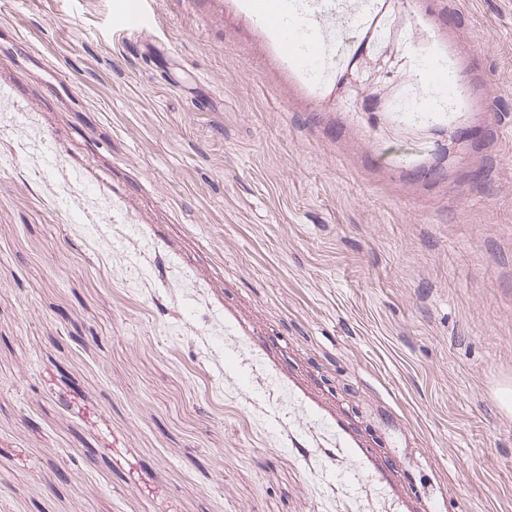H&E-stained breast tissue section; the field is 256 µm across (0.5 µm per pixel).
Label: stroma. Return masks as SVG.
Wrapping results in <instances>:
<instances>
[{
  "instance_id": "stroma-1",
  "label": "stroma",
  "mask_w": 512,
  "mask_h": 512,
  "mask_svg": "<svg viewBox=\"0 0 512 512\" xmlns=\"http://www.w3.org/2000/svg\"><path fill=\"white\" fill-rule=\"evenodd\" d=\"M114 7L0 0V512H512V0H389L355 91ZM114 23L128 34L142 33L152 24L143 7V0H124L114 14Z\"/></svg>"
}]
</instances>
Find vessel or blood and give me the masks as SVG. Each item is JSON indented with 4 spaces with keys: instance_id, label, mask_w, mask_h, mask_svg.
Wrapping results in <instances>:
<instances>
[{
    "instance_id": "b4317fda",
    "label": "vessel or blood",
    "mask_w": 512,
    "mask_h": 512,
    "mask_svg": "<svg viewBox=\"0 0 512 512\" xmlns=\"http://www.w3.org/2000/svg\"><path fill=\"white\" fill-rule=\"evenodd\" d=\"M257 26L277 44L289 69L320 83L333 73L337 53L346 44V32L333 40L309 36L311 19L332 16L335 0H243ZM114 22L123 32L136 34L148 29L152 20L143 0H121Z\"/></svg>"
}]
</instances>
